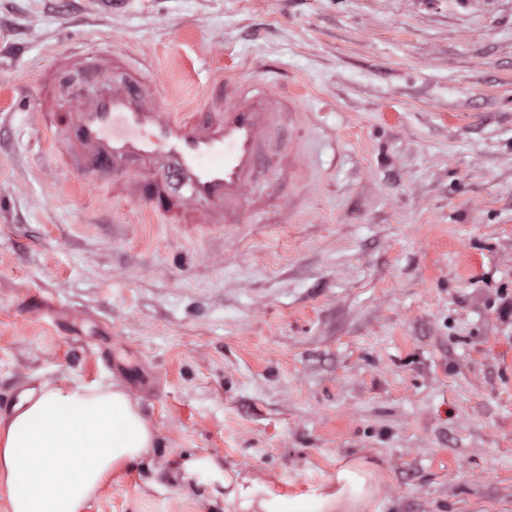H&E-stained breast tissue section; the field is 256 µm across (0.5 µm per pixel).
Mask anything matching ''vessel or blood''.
Returning a JSON list of instances; mask_svg holds the SVG:
<instances>
[{
	"mask_svg": "<svg viewBox=\"0 0 512 512\" xmlns=\"http://www.w3.org/2000/svg\"><path fill=\"white\" fill-rule=\"evenodd\" d=\"M41 84L35 118L51 152L67 155L91 182L143 199L151 213L187 228L245 222L265 146L280 134L283 114L305 110L298 94L254 92L228 75L200 111L178 112L149 70L102 47L74 65L54 57Z\"/></svg>",
	"mask_w": 512,
	"mask_h": 512,
	"instance_id": "vessel-or-blood-1",
	"label": "vessel or blood"
}]
</instances>
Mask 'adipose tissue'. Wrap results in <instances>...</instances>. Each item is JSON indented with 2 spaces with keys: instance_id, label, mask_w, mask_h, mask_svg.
<instances>
[{
  "instance_id": "1",
  "label": "adipose tissue",
  "mask_w": 512,
  "mask_h": 512,
  "mask_svg": "<svg viewBox=\"0 0 512 512\" xmlns=\"http://www.w3.org/2000/svg\"><path fill=\"white\" fill-rule=\"evenodd\" d=\"M154 442L151 422L122 387L44 381L0 413V492L9 512H83ZM338 496L298 500L253 482L237 484L228 499L240 512H333Z\"/></svg>"
}]
</instances>
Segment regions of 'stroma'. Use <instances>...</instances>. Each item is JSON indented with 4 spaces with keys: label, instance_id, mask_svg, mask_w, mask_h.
Returning <instances> with one entry per match:
<instances>
[{
    "label": "stroma",
    "instance_id": "35a3bbf8",
    "mask_svg": "<svg viewBox=\"0 0 512 512\" xmlns=\"http://www.w3.org/2000/svg\"><path fill=\"white\" fill-rule=\"evenodd\" d=\"M149 58L187 109L230 73L303 94L257 223L146 220L37 134L56 53ZM309 167L288 169L289 143ZM512 0H0V407L113 382L155 446L84 512H237L211 455L335 512H512ZM180 470L182 480L185 482L197 478H209L212 481H219L224 488L228 486L224 478V470L220 468L218 463L209 456H198L186 459L181 462Z\"/></svg>",
    "mask_w": 512,
    "mask_h": 512
}]
</instances>
